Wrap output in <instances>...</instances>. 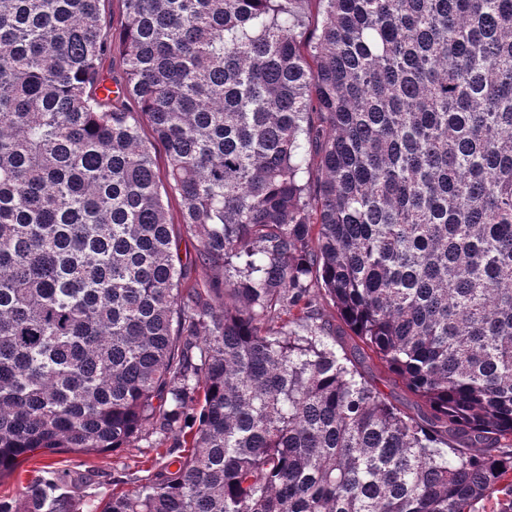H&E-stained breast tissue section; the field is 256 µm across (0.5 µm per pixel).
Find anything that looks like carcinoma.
Listing matches in <instances>:
<instances>
[{
	"label": "carcinoma",
	"mask_w": 512,
	"mask_h": 512,
	"mask_svg": "<svg viewBox=\"0 0 512 512\" xmlns=\"http://www.w3.org/2000/svg\"><path fill=\"white\" fill-rule=\"evenodd\" d=\"M100 2L0 0V478L157 433L101 512H512V0ZM198 248L196 239L182 234L179 239V252L184 264L186 286H191L208 278L206 270L198 262H195ZM368 365L367 372L370 378L374 381L377 387L388 394L390 398L406 402V399L410 398L401 382H394V376L388 371V369L380 364L377 360H370L366 364Z\"/></svg>",
	"instance_id": "carcinoma-1"
}]
</instances>
